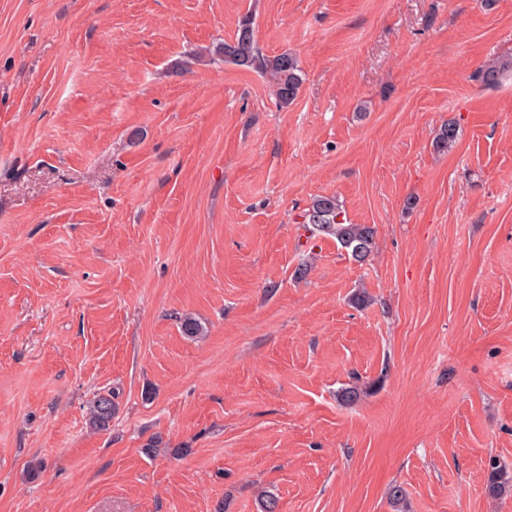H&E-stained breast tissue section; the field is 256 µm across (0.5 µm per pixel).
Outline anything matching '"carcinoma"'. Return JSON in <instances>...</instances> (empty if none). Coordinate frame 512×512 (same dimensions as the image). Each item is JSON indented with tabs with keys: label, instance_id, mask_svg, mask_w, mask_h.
Wrapping results in <instances>:
<instances>
[{
	"label": "carcinoma",
	"instance_id": "cac0c4a2",
	"mask_svg": "<svg viewBox=\"0 0 512 512\" xmlns=\"http://www.w3.org/2000/svg\"><path fill=\"white\" fill-rule=\"evenodd\" d=\"M211 56L214 60L261 74L275 88L276 99L283 107L298 97L303 76L297 58L287 52L272 57L264 55L256 44L252 19L248 15L240 21L234 39L217 44ZM508 73L512 74V57L496 58L480 67L478 78L483 85L492 87L498 85ZM457 138V125L450 122L440 128L435 145L446 150L456 143ZM301 218L300 224L309 237L336 240L357 262L365 261L373 251L376 228L370 224L348 223L342 206L334 196L315 197ZM114 413L113 392L109 390L98 395L88 408L90 427L97 431L108 430ZM510 487L512 472L500 465L497 459H489L487 494L496 499Z\"/></svg>",
	"mask_w": 512,
	"mask_h": 512
}]
</instances>
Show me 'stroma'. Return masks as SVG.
<instances>
[{"label":"stroma","instance_id":"obj_1","mask_svg":"<svg viewBox=\"0 0 512 512\" xmlns=\"http://www.w3.org/2000/svg\"><path fill=\"white\" fill-rule=\"evenodd\" d=\"M511 55L512 0H0V512H512ZM211 56L213 61H222L261 74L275 88L276 99L282 107L295 101L304 81L294 55L285 52L271 57L264 55L258 48L252 19L248 15L240 21L234 39L218 43ZM508 73L512 75V57L508 59L496 58L480 67L478 78L484 86L492 87L498 85ZM300 217V224L309 233L307 238L335 239L357 262H364L373 251L376 228L348 223L336 197H315ZM112 390L99 394L88 408V422L92 429L106 431L110 428L115 413V403ZM512 486V473L506 466L498 463L497 459L490 458L488 461V479L486 492L492 498H498L506 489Z\"/></svg>","mask_w":512,"mask_h":512}]
</instances>
